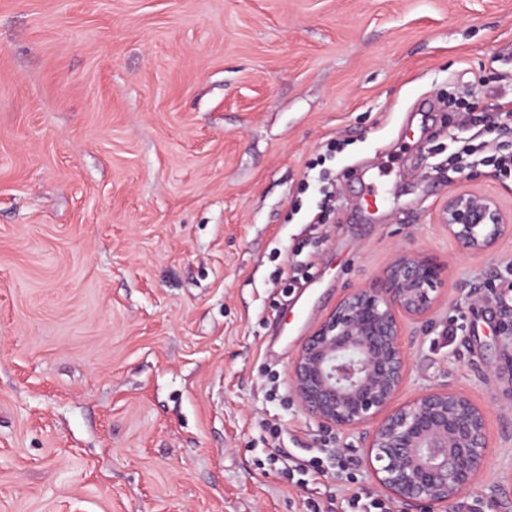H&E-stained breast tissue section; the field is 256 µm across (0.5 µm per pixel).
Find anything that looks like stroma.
Listing matches in <instances>:
<instances>
[{"label":"stroma","instance_id":"stroma-1","mask_svg":"<svg viewBox=\"0 0 512 512\" xmlns=\"http://www.w3.org/2000/svg\"><path fill=\"white\" fill-rule=\"evenodd\" d=\"M476 77H512V0H0V512H348L350 479L377 486L361 435L288 371L408 243L446 284L396 400L480 404V484L512 512V235L459 253L453 115L412 109ZM339 142L314 226L307 166ZM276 461H280L285 470H288L289 474H293L295 472H302L305 475L309 476L313 481L319 480L321 477H326L330 479L336 478V473L331 472V474L322 467L320 462V457L314 456L309 460H301L296 461L292 458H284L283 460L276 459ZM331 475V476H330Z\"/></svg>","mask_w":512,"mask_h":512}]
</instances>
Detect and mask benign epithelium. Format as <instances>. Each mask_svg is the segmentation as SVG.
Listing matches in <instances>:
<instances>
[{
	"instance_id": "7a95c632",
	"label": "benign epithelium",
	"mask_w": 512,
	"mask_h": 512,
	"mask_svg": "<svg viewBox=\"0 0 512 512\" xmlns=\"http://www.w3.org/2000/svg\"><path fill=\"white\" fill-rule=\"evenodd\" d=\"M439 221L467 255L486 254L512 234V214L478 188L449 195ZM444 272L414 245L399 247L384 287L348 292L288 374L300 407L322 427L362 434L365 462L399 512L424 501L451 512L465 491L484 498L479 479L492 442L483 407L451 384L395 404L407 369L401 318L430 322Z\"/></svg>"
}]
</instances>
